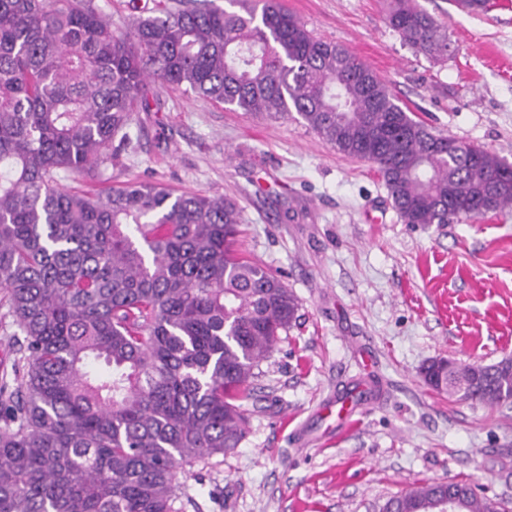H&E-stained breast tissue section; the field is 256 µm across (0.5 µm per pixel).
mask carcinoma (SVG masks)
<instances>
[{
    "label": "carcinoma",
    "instance_id": "1",
    "mask_svg": "<svg viewBox=\"0 0 512 512\" xmlns=\"http://www.w3.org/2000/svg\"><path fill=\"white\" fill-rule=\"evenodd\" d=\"M145 0L125 24L95 0H0V292L21 332L0 384V512H176L177 473L244 440L255 369L298 319L283 281L238 249L222 195L104 178L112 138L157 89L244 112H296L382 174L406 224L512 207V165L432 133L381 78L279 0ZM388 22L430 56L437 21L390 0ZM450 397L512 395V360L423 370ZM507 512L467 482H430L379 512Z\"/></svg>",
    "mask_w": 512,
    "mask_h": 512
}]
</instances>
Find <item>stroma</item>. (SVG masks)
Here are the masks:
<instances>
[{
  "mask_svg": "<svg viewBox=\"0 0 512 512\" xmlns=\"http://www.w3.org/2000/svg\"><path fill=\"white\" fill-rule=\"evenodd\" d=\"M312 32L388 82L436 134L512 164V0L465 11L416 0L452 43L433 58L388 24V0H281ZM108 183L219 194L243 210L241 249L299 300V320L253 381L247 433L229 456L179 474L177 512H377L432 480L512 501V404L428 387L433 359H512V209L454 224H407L384 180L297 114L234 111L175 90L138 113ZM377 385L334 434L323 405Z\"/></svg>",
  "mask_w": 512,
  "mask_h": 512,
  "instance_id": "1",
  "label": "stroma"
}]
</instances>
